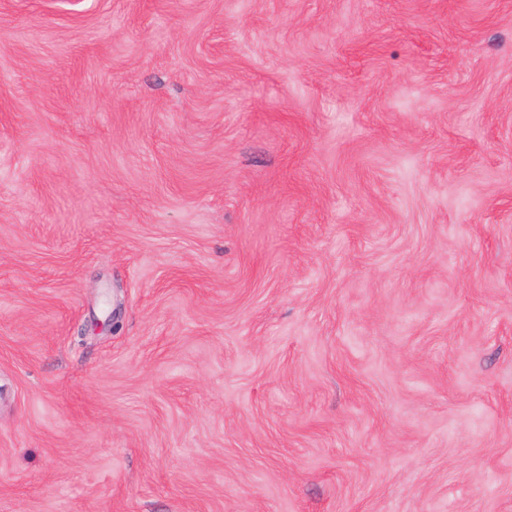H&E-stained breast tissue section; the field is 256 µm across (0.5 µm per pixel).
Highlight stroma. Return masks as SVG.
<instances>
[{
	"instance_id": "1",
	"label": "stroma",
	"mask_w": 512,
	"mask_h": 512,
	"mask_svg": "<svg viewBox=\"0 0 512 512\" xmlns=\"http://www.w3.org/2000/svg\"><path fill=\"white\" fill-rule=\"evenodd\" d=\"M0 512H512V0H0Z\"/></svg>"
}]
</instances>
